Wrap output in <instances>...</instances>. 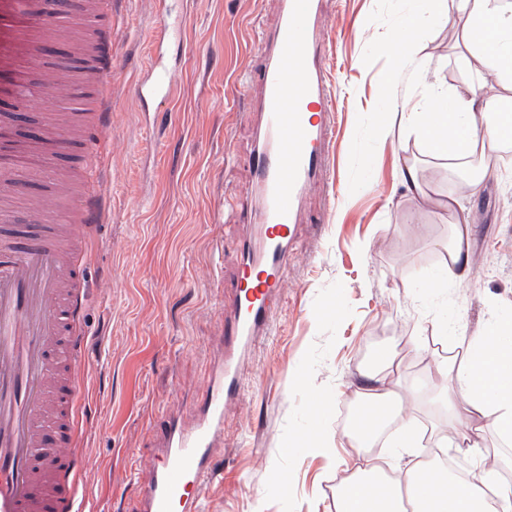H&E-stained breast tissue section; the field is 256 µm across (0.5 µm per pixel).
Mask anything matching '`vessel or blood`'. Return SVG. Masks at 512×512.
Wrapping results in <instances>:
<instances>
[{
    "label": "vessel or blood",
    "instance_id": "vessel-or-blood-1",
    "mask_svg": "<svg viewBox=\"0 0 512 512\" xmlns=\"http://www.w3.org/2000/svg\"><path fill=\"white\" fill-rule=\"evenodd\" d=\"M319 11L320 0H282L278 24L260 47L255 191L243 209L249 236L234 315L224 328L227 351L207 376L195 426L167 423L160 457L141 490L143 512H197L199 490L215 469L211 450L224 428V403L237 393L239 360L271 321L273 300L287 285L302 201L327 174L335 130ZM62 21L57 0L34 12L27 0H0V74L7 78L0 97L83 108L64 79L69 58L55 61L51 81L36 87L26 81L49 50L46 33ZM116 55L111 42L89 45L85 65L95 112L77 126L60 117L54 128L57 156L81 154V191L59 183L56 199L32 210V222L54 221L35 243L21 247L13 231L0 232V512H89L77 441L87 338L84 269L76 254L87 246L86 231L109 220L98 161L110 128ZM171 91L162 51L153 49L148 76L134 94L155 104ZM20 188L15 178L0 176V222L8 221Z\"/></svg>",
    "mask_w": 512,
    "mask_h": 512
}]
</instances>
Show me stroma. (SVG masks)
<instances>
[{
  "label": "stroma",
  "mask_w": 512,
  "mask_h": 512,
  "mask_svg": "<svg viewBox=\"0 0 512 512\" xmlns=\"http://www.w3.org/2000/svg\"><path fill=\"white\" fill-rule=\"evenodd\" d=\"M186 20L168 49L172 95L145 112L133 87L150 65L161 7ZM416 0H325L326 67L335 86L332 178L314 186L297 226L271 328L238 367L240 394L224 406L219 468L203 484L204 512H334L336 485L354 467L348 413L370 355L390 351L410 377L432 383L435 361L493 316H512V163L491 173L465 204L474 264L446 279L444 205L458 178L400 128L424 83L443 91L479 79L461 65L446 26L419 35L417 59L387 46ZM280 0H116L93 24L119 49L112 65V150L104 166L109 225L95 237L85 278L88 329L80 429L82 482L93 512H142L166 416L191 426L208 372L222 359L251 190L260 32ZM491 82V75L481 77ZM395 125L383 141L377 124ZM417 164L424 197L402 182ZM337 445L288 454L309 434L315 399Z\"/></svg>",
  "instance_id": "obj_1"
}]
</instances>
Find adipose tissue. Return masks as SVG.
<instances>
[{
    "label": "adipose tissue",
    "mask_w": 512,
    "mask_h": 512,
    "mask_svg": "<svg viewBox=\"0 0 512 512\" xmlns=\"http://www.w3.org/2000/svg\"><path fill=\"white\" fill-rule=\"evenodd\" d=\"M416 13L408 15L390 51L398 57H418L420 43L414 30L445 21L460 29L462 59L478 61L493 73L503 98L512 99V5L504 0H418ZM489 97L468 87L452 92L427 85L420 110L403 115L407 127L415 129L428 151L448 158L452 166L477 168L478 175L466 183L475 189L486 175L485 163L512 135L499 114L491 112ZM452 216L443 250L448 272L464 282L472 266L469 248L470 213L459 194L448 196ZM461 356L436 363L441 382L431 396L432 406L444 412L449 424L463 423L455 437L433 430L439 445H454L477 456L476 470L458 477L432 457L401 469L386 470L369 451L381 427L395 426L393 444L408 448L419 425L404 405L405 396L419 397L423 391L400 375L395 355H385L372 370L359 397L379 415L377 426H358L347 432L360 461L336 488L335 512H512V484L497 481L499 458L481 450L487 434L504 443L512 442V322L490 319L476 335L462 337Z\"/></svg>",
    "instance_id": "1"
}]
</instances>
